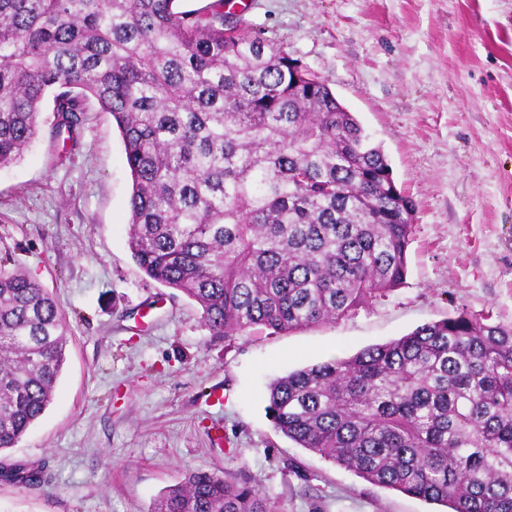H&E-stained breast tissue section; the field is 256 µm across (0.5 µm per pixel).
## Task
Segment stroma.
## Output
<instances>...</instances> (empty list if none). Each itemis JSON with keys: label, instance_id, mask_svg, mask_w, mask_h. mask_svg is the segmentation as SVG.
I'll return each instance as SVG.
<instances>
[{"label": "stroma", "instance_id": "obj_1", "mask_svg": "<svg viewBox=\"0 0 512 512\" xmlns=\"http://www.w3.org/2000/svg\"><path fill=\"white\" fill-rule=\"evenodd\" d=\"M246 2L253 31L329 85L416 200L406 282L334 323L211 337L131 256L111 115L89 103L70 139L45 102L39 136L0 169V257L53 293L67 361L9 451L48 482L0 483V512H150L193 469L245 472L283 512H440L299 448L267 387L461 308L512 323V0Z\"/></svg>", "mask_w": 512, "mask_h": 512}]
</instances>
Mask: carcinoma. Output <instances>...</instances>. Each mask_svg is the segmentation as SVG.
Wrapping results in <instances>:
<instances>
[{"label": "carcinoma", "instance_id": "obj_1", "mask_svg": "<svg viewBox=\"0 0 512 512\" xmlns=\"http://www.w3.org/2000/svg\"><path fill=\"white\" fill-rule=\"evenodd\" d=\"M0 0V167L52 99L74 134L95 100L120 131L140 270L197 304L213 337L334 323L405 283L415 200L300 60L224 0ZM68 327L51 293L0 264V452L51 404ZM275 429L365 481L449 512H512V324L458 309L268 385ZM39 487L40 466L0 461ZM151 512H279L245 474L192 470Z\"/></svg>", "mask_w": 512, "mask_h": 512}]
</instances>
